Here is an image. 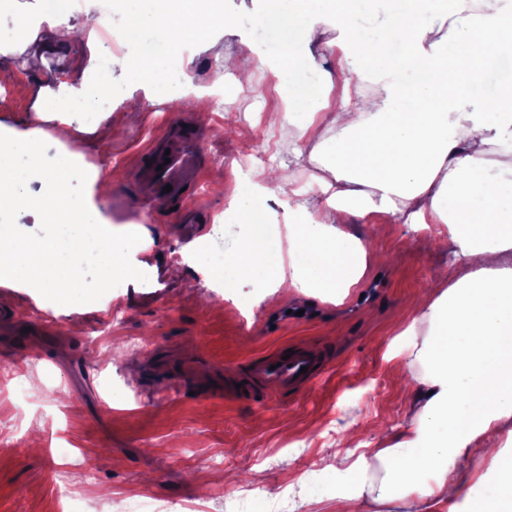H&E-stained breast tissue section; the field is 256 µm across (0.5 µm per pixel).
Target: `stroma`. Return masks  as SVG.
Masks as SVG:
<instances>
[{
	"label": "stroma",
	"mask_w": 512,
	"mask_h": 512,
	"mask_svg": "<svg viewBox=\"0 0 512 512\" xmlns=\"http://www.w3.org/2000/svg\"><path fill=\"white\" fill-rule=\"evenodd\" d=\"M223 6L234 23L215 31L217 49L192 47V70H223L230 85L234 73L216 52L242 49L250 38L244 22L257 4ZM22 61L18 54L0 62V122L7 125L36 120L33 100L12 88L39 85L43 76ZM141 102L131 119L113 112L109 142L81 133L45 146L43 164L65 151L83 175L94 169L111 178L112 194L99 203L103 215L115 233L139 224L149 238L120 256L137 273L118 278L116 287H103L97 266L86 264L85 289L71 303L0 286V371L18 370L0 390V512H120L143 494L224 512V496L259 479L266 492L252 512H268L269 499L291 482L301 486V512H330L335 477L310 483L306 471L335 451L338 431L356 429L361 442L374 445L413 420L393 375L408 359H389L388 350L397 314L454 258L453 248L431 244L448 228L383 214L351 219L347 231L387 253L389 265L369 270L338 304L270 293L264 275L232 271L251 226L246 217L227 218L233 197L215 191L213 179L241 188L261 150L271 151L270 168L290 174L294 186L317 174L314 146L297 141L294 122L267 121L281 106L278 79L256 70L252 89L220 111L198 112L193 96L184 97L188 117L207 136L198 189L207 213L192 226L180 211L147 206L135 194L140 156L176 107L147 96ZM244 139L254 151L248 158ZM83 175L73 183L79 195ZM218 269L223 278L215 277ZM289 342L326 355L307 389L262 405L232 392L244 362ZM89 461L97 465L90 482L83 472ZM63 486L75 493L64 505Z\"/></svg>",
	"instance_id": "1"
}]
</instances>
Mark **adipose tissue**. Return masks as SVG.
Masks as SVG:
<instances>
[{
    "label": "adipose tissue",
    "instance_id": "obj_1",
    "mask_svg": "<svg viewBox=\"0 0 512 512\" xmlns=\"http://www.w3.org/2000/svg\"><path fill=\"white\" fill-rule=\"evenodd\" d=\"M373 0H267L262 10L265 51L245 46L230 61L239 86H251L261 65L280 73L288 110L298 113L297 137L325 142L314 196L289 204L288 259L267 270L272 288L302 295L317 290L344 297L369 264L380 262L344 231L351 218L383 213L407 224L447 225L462 274L440 273V292L413 307L398 332L399 353L421 367L408 386L413 423L384 438L354 462L323 458L335 476L336 512H354L369 498L383 512H512V0H385L384 20L363 27ZM70 0H24L0 54H22L34 70L49 51L79 83L46 78L19 87L35 99L38 125L0 124V285L36 289L66 302L83 286L76 262L95 236L104 283L118 274L114 255L129 236L116 237L95 200L111 181L91 176L87 195L72 190V159L61 155L44 172V188L28 186V167L41 163L61 130L112 136V109L101 105L87 76L98 68L95 35L109 18L94 5L77 25L66 20ZM221 0L200 14L196 0H162L160 12L133 13L127 34L149 45L131 62L155 101H168L166 55L202 41L229 24ZM342 51L343 94L322 101L335 75L320 68L314 49L326 32ZM480 110H469L471 100ZM275 173L259 170L234 208L250 216L253 234L243 255L269 253L267 220L257 197L283 189ZM36 211L57 233L22 236L10 216ZM483 449L493 466L474 477L471 452ZM380 479L369 478L372 466Z\"/></svg>",
    "mask_w": 512,
    "mask_h": 512
}]
</instances>
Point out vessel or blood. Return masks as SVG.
<instances>
[{
  "instance_id": "b4317fda",
  "label": "vessel or blood",
  "mask_w": 512,
  "mask_h": 512,
  "mask_svg": "<svg viewBox=\"0 0 512 512\" xmlns=\"http://www.w3.org/2000/svg\"><path fill=\"white\" fill-rule=\"evenodd\" d=\"M204 135L195 130L185 115L169 121L160 138L143 152L136 179L138 198L147 205L194 199L201 182L200 158ZM290 358L281 353L247 364L244 375L248 395L267 401L272 393L307 387L323 366V356L302 344L292 347Z\"/></svg>"
}]
</instances>
